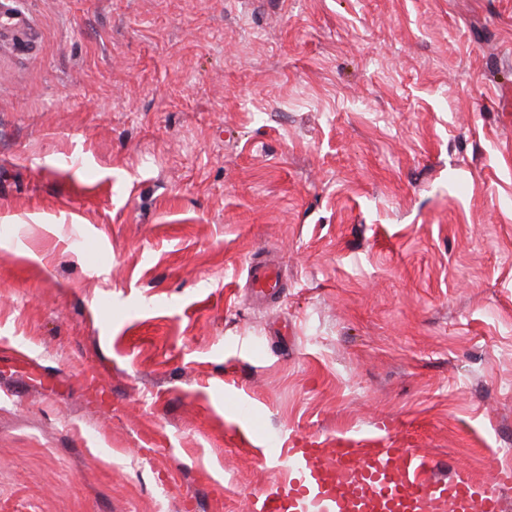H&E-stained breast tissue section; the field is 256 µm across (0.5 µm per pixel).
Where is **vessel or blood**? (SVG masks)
Listing matches in <instances>:
<instances>
[{"instance_id": "1", "label": "vessel or blood", "mask_w": 512, "mask_h": 512, "mask_svg": "<svg viewBox=\"0 0 512 512\" xmlns=\"http://www.w3.org/2000/svg\"><path fill=\"white\" fill-rule=\"evenodd\" d=\"M254 298L275 294L280 280L273 263L252 262ZM288 471L256 496L253 512H512L504 488L512 469L493 484L474 485L463 470L436 477L429 462L402 435L383 437L378 448H353L343 439L275 449Z\"/></svg>"}]
</instances>
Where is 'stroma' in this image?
I'll return each instance as SVG.
<instances>
[{"instance_id":"stroma-1","label":"stroma","mask_w":512,"mask_h":512,"mask_svg":"<svg viewBox=\"0 0 512 512\" xmlns=\"http://www.w3.org/2000/svg\"><path fill=\"white\" fill-rule=\"evenodd\" d=\"M1 10L0 512H251L383 423L512 467V0ZM249 279L252 295L256 299L275 294L280 288L274 264L269 261L254 260L249 268Z\"/></svg>"}]
</instances>
